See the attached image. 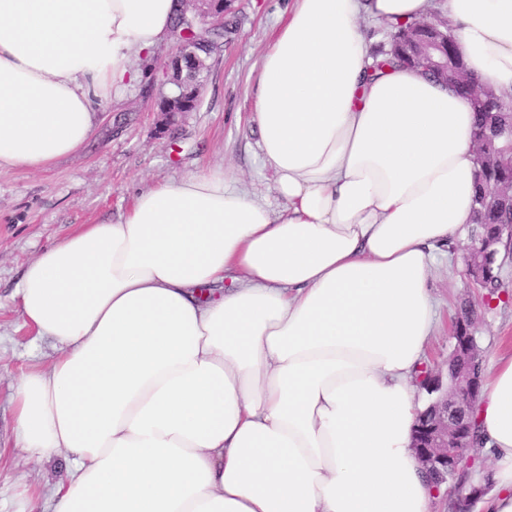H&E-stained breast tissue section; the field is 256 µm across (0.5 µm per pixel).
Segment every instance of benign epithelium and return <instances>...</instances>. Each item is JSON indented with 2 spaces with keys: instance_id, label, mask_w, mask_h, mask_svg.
Returning a JSON list of instances; mask_svg holds the SVG:
<instances>
[{
  "instance_id": "7a95c632",
  "label": "benign epithelium",
  "mask_w": 512,
  "mask_h": 512,
  "mask_svg": "<svg viewBox=\"0 0 512 512\" xmlns=\"http://www.w3.org/2000/svg\"><path fill=\"white\" fill-rule=\"evenodd\" d=\"M233 2L235 0H182L187 17L220 33L224 32L226 19L232 13ZM400 44L409 49L408 65L448 81V52L444 49L448 44L447 32L427 22H419L402 34ZM213 54L214 48L206 42L193 39L176 41L175 52L166 63L165 77L166 83L178 87V92L160 98L159 133L172 130L199 106L201 85L184 82V58L191 59L197 71L206 73ZM452 342L454 351L469 352L477 343V336L462 322L454 326ZM425 378L432 382V391L439 394L442 411L434 412L427 425H417L414 447L427 475L446 474L459 469L461 460L456 455V448L460 446L464 426L458 417L474 409L481 376L470 368H463L455 373L453 385L446 390L442 389L440 375L429 373Z\"/></svg>"
}]
</instances>
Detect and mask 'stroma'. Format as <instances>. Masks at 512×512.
Instances as JSON below:
<instances>
[{
  "label": "stroma",
  "mask_w": 512,
  "mask_h": 512,
  "mask_svg": "<svg viewBox=\"0 0 512 512\" xmlns=\"http://www.w3.org/2000/svg\"><path fill=\"white\" fill-rule=\"evenodd\" d=\"M289 0H240L236 26L224 39L206 77L198 111L176 130L155 132L154 103L163 86V70L174 50L162 45L135 62L140 82L123 99L99 101L100 123L77 153L48 170L0 169V438L13 429L12 397L20 374L33 363L47 365L55 354L50 340L25 327L14 297L24 267L43 248L79 225L119 221L142 189L208 168L251 183L275 198V175L264 168L252 120L257 63L270 45ZM498 298L468 286L462 272L439 273L429 282L441 323L432 337L427 367L445 370L452 350V326L463 300L481 313L477 340L483 350L512 340V262ZM65 454L39 462L23 448L0 450V512H15L14 491L26 483L37 491L34 512H50L51 492L65 473Z\"/></svg>",
  "instance_id": "obj_1"
}]
</instances>
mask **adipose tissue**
Masks as SVG:
<instances>
[{"label": "adipose tissue", "instance_id": "obj_1", "mask_svg": "<svg viewBox=\"0 0 512 512\" xmlns=\"http://www.w3.org/2000/svg\"><path fill=\"white\" fill-rule=\"evenodd\" d=\"M177 0H0V168L90 139L92 101L167 39ZM430 0H293L258 67L254 119L285 199L204 169L142 191L27 265L25 323L57 347L14 393L13 445L71 468L53 512H431L416 378L462 264L471 102L375 69L364 20ZM466 69L512 90V0H445ZM485 512H512V348L475 404Z\"/></svg>", "mask_w": 512, "mask_h": 512}]
</instances>
